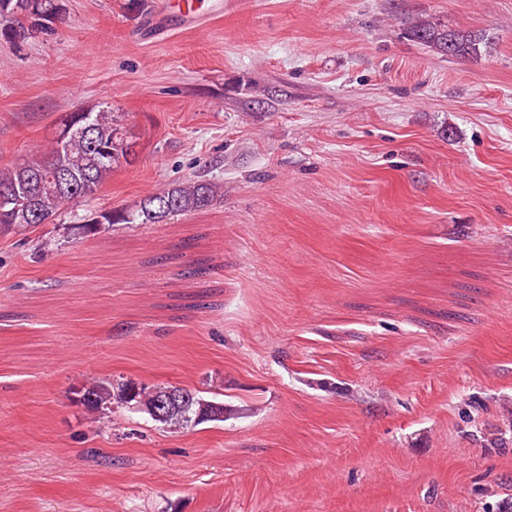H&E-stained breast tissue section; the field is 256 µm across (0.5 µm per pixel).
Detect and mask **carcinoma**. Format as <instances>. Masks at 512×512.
Listing matches in <instances>:
<instances>
[{"label":"carcinoma","mask_w":512,"mask_h":512,"mask_svg":"<svg viewBox=\"0 0 512 512\" xmlns=\"http://www.w3.org/2000/svg\"><path fill=\"white\" fill-rule=\"evenodd\" d=\"M63 13L62 0H0V37L21 45L41 35L56 33ZM406 39L430 52L461 61L474 60L487 51L488 35L469 29H450L430 17H417L404 28ZM92 128H78L73 113L59 122L45 152L10 167L0 168V231L35 227L52 220L62 209L92 197L112 175L118 160L131 156V143L123 137L121 115L112 109H88ZM218 195L216 185L192 180L168 191L147 196L136 214L100 211L77 221L86 237L102 224H155L175 214L210 206ZM175 386L165 383L136 384L112 378L89 377L80 391L79 403L90 412L106 414L118 407L135 405L136 411L152 415V409L169 396ZM189 403H173L155 419L175 433L206 422H221L227 407L217 397L206 398L196 390Z\"/></svg>","instance_id":"carcinoma-1"}]
</instances>
